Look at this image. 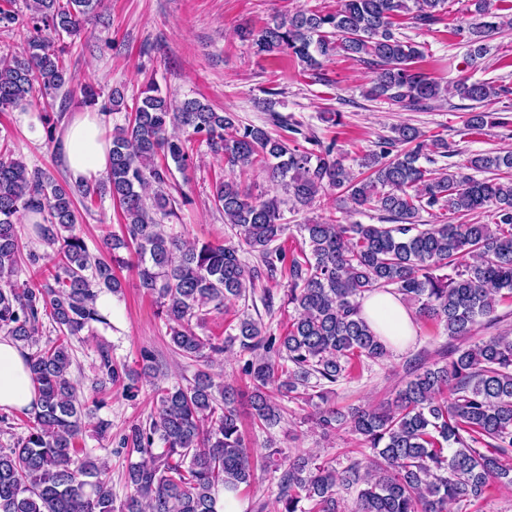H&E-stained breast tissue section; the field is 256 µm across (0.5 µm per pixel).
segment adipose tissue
<instances>
[{"mask_svg":"<svg viewBox=\"0 0 512 512\" xmlns=\"http://www.w3.org/2000/svg\"><path fill=\"white\" fill-rule=\"evenodd\" d=\"M105 125V116L99 112H85L66 121L60 148L72 181H90L106 174L112 143L105 137ZM361 315L395 348H405L414 334L413 317L395 295H366ZM36 400L23 348L11 338L0 336V408L30 410Z\"/></svg>","mask_w":512,"mask_h":512,"instance_id":"1","label":"adipose tissue"}]
</instances>
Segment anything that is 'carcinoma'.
Returning a JSON list of instances; mask_svg holds the SVG:
<instances>
[{"label":"carcinoma","mask_w":512,"mask_h":512,"mask_svg":"<svg viewBox=\"0 0 512 512\" xmlns=\"http://www.w3.org/2000/svg\"><path fill=\"white\" fill-rule=\"evenodd\" d=\"M464 29L471 63L484 57L487 37L512 17L494 21L490 0H471ZM103 0H0V31L26 33L20 55H0V112L38 97H54L69 82L62 57L47 34L76 35L99 18ZM447 0H341L336 12L275 17L254 39L259 52L286 51L318 74L322 60L344 54L373 68L367 90L405 110L423 109L441 97V86L415 63L419 45L393 32V18L409 15L427 24ZM509 93L490 82L458 81L453 94L475 102L464 122L470 134L504 124L485 103ZM380 150L363 155L359 174L346 168L334 145L301 149L266 129L236 125L198 99L177 104L151 83L113 129L111 164L98 181L61 184L0 152V329L29 349L27 367L37 394L26 435L0 447V512H218L219 491L251 484L255 466L275 465L279 512H447L452 503L483 498L496 484L512 485V332L475 337L495 324V306L512 298V151H487L455 168H427L420 159L450 155L448 142L403 124ZM224 155L232 166L260 163L293 206L319 192L342 189L356 209L374 207L393 224H340L335 219L299 225L301 256L287 258L277 245L288 230L277 198L254 197L233 180L215 183L213 199L234 231V244H198L166 230L176 215L165 192L171 168L186 167L192 138ZM489 173L478 179L465 170ZM109 196L123 215L122 235L103 240L94 255L76 233L79 209L90 212ZM488 212L490 223H420V213ZM32 232L51 252L50 279L19 281L18 225L28 215ZM255 257L249 266L242 255ZM130 268L145 293L156 297L174 350L210 362L233 347L250 354L242 368L243 393L201 372L192 383L159 387L148 424L122 439L132 488L115 506L107 466L79 447L87 404L78 394L68 339L92 325L109 324L96 307L102 292L121 288L115 269ZM288 279L286 303L295 316L283 332H266L247 310L236 314L225 337L195 328L207 307L229 310L254 292L256 281ZM385 292L444 323L448 337L467 345L444 351V364L419 361L405 385L380 409L342 411L325 406L328 394L354 364L386 356L385 343L360 316L359 298ZM62 338L41 347L43 319ZM140 369L118 367L101 354L99 371L126 391L153 374L151 356ZM302 399L318 425H347L373 450L367 461L342 470L317 465L310 455L274 463L278 449L257 459L247 446L240 405L253 425L270 429L285 411L281 401ZM161 451L154 452V445ZM358 487L352 504L340 491Z\"/></svg>","instance_id":"obj_1"}]
</instances>
